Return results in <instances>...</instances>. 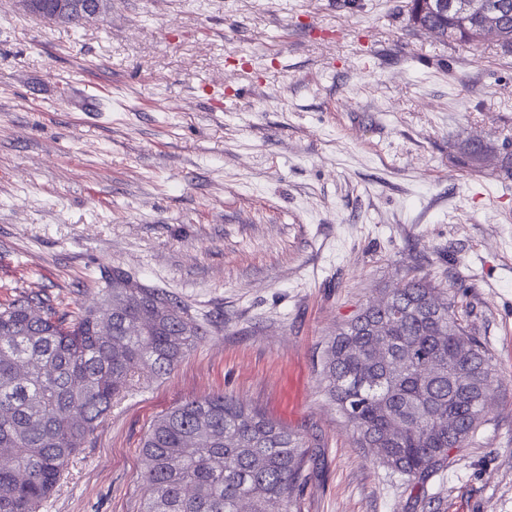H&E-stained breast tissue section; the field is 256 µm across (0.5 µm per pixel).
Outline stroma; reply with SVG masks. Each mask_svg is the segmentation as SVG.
<instances>
[{
	"label": "stroma",
	"instance_id": "35a3bbf8",
	"mask_svg": "<svg viewBox=\"0 0 512 512\" xmlns=\"http://www.w3.org/2000/svg\"><path fill=\"white\" fill-rule=\"evenodd\" d=\"M405 2L108 0L73 28L0 0V302L74 315L119 267L206 328L48 512H142L151 421L218 391L317 441L301 512H512V55L415 29ZM472 139L495 146L476 168ZM411 276L454 289L498 373L486 423L416 486L322 375L336 329Z\"/></svg>",
	"mask_w": 512,
	"mask_h": 512
}]
</instances>
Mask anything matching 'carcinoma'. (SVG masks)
Segmentation results:
<instances>
[{"instance_id":"cac0c4a2","label":"carcinoma","mask_w":512,"mask_h":512,"mask_svg":"<svg viewBox=\"0 0 512 512\" xmlns=\"http://www.w3.org/2000/svg\"><path fill=\"white\" fill-rule=\"evenodd\" d=\"M434 22L474 43L473 22ZM489 145L470 141L465 162ZM99 306L75 318L38 294L0 305V512H43L71 460L132 389L142 367L165 375L204 331L172 295L120 268L101 275ZM411 278L343 323L325 350L326 392L379 464L418 484L486 422L496 368L454 312L456 293ZM112 322L104 337L103 318ZM387 349L379 348L381 341ZM318 444L220 393L158 414L141 453L142 512H299ZM28 479L22 480L20 472Z\"/></svg>"}]
</instances>
